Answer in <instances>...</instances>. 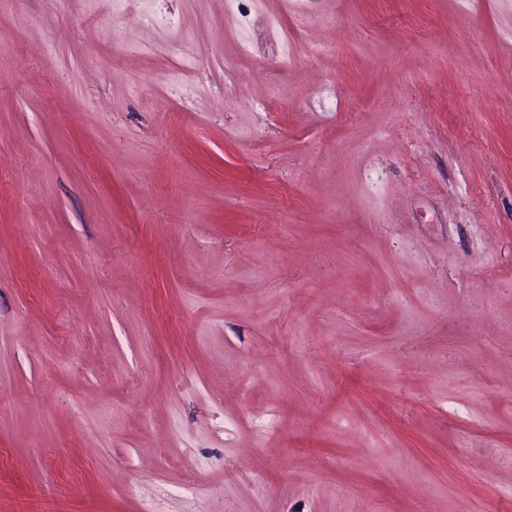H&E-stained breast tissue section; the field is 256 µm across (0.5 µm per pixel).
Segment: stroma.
Here are the masks:
<instances>
[{
  "mask_svg": "<svg viewBox=\"0 0 512 512\" xmlns=\"http://www.w3.org/2000/svg\"><path fill=\"white\" fill-rule=\"evenodd\" d=\"M193 491L512 512V0H0V512Z\"/></svg>",
  "mask_w": 512,
  "mask_h": 512,
  "instance_id": "35a3bbf8",
  "label": "stroma"
}]
</instances>
